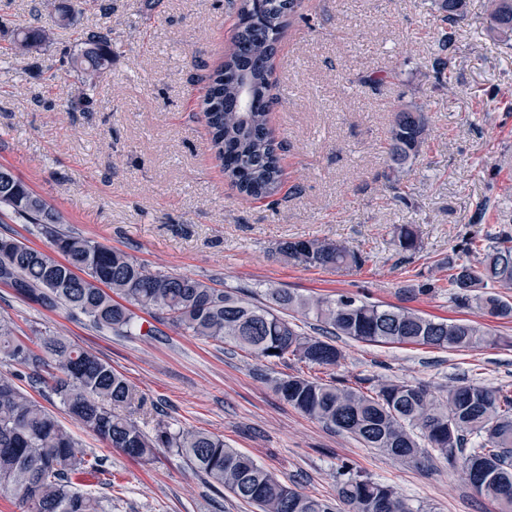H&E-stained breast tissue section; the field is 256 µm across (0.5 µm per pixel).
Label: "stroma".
<instances>
[{
	"label": "stroma",
	"instance_id": "stroma-1",
	"mask_svg": "<svg viewBox=\"0 0 512 512\" xmlns=\"http://www.w3.org/2000/svg\"><path fill=\"white\" fill-rule=\"evenodd\" d=\"M65 25L41 0H0V166L61 213L76 233L123 250L148 269L212 281L249 301L265 289L346 294L404 306L433 319H470L500 344L452 352L336 339V377L406 379L439 388L473 380L512 386V322L462 305L447 288L420 292L437 261L463 239L512 232V40L488 24L487 0H467L457 23L435 0H304L292 14L269 78L271 135L279 143L275 195L239 193L209 148L201 97L232 46L229 0H69ZM51 29L32 55L12 52L19 27ZM112 40V62L95 88L70 67L80 36ZM451 74L437 79V69ZM420 107L425 141L395 171L388 136L396 113ZM413 225L417 253L394 230ZM327 238L360 252L361 268H305L279 242ZM0 316L17 336L49 332L96 353L144 395L133 418L223 436L282 482L336 495V469L392 485L420 512H499L459 464L440 455L403 463L326 428L284 402L271 381L327 377L326 369L272 364L244 350L184 335L153 320V333L117 336L65 309L23 300L0 283ZM0 375L56 413L81 451L106 460L86 491L111 512H255L216 493L174 451L131 460L74 423L28 369L0 359Z\"/></svg>",
	"mask_w": 512,
	"mask_h": 512
}]
</instances>
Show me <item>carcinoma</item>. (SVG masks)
<instances>
[{"label": "carcinoma", "instance_id": "cac0c4a2", "mask_svg": "<svg viewBox=\"0 0 512 512\" xmlns=\"http://www.w3.org/2000/svg\"><path fill=\"white\" fill-rule=\"evenodd\" d=\"M302 0H241L233 49L209 78L202 114L212 149L238 191L253 198L273 195L281 181L277 146L268 129L269 63L284 30L285 18ZM466 0H441L454 22ZM490 25L512 36V0H490ZM50 40L41 26L16 34L15 48L29 54ZM112 57L108 35L89 31L80 38L73 67L93 85ZM251 104H240L241 84ZM426 127L424 113H397L388 154L401 169L419 155ZM0 205L10 208L48 239L50 251L0 235V282L46 308L62 307L81 315L97 330L128 334L137 326V307L165 319L183 332L230 344L268 361L296 360L334 369L342 351L328 336L383 345H420L474 351L499 341L478 323L436 320L411 309L384 306L341 294L304 296L269 288L265 301L249 302L188 275L152 272L119 249L66 229L55 207L4 167H0ZM398 248L415 253L420 244L409 224L396 229ZM277 252L306 268H359L365 259L328 239L286 240ZM448 269V293L491 317L512 321V233L480 242L470 238L459 254L437 264ZM299 313L317 323V335L298 330L287 318ZM0 356L30 370L59 399L66 414L111 448L138 462L169 448L258 512H415L389 485L336 469L337 495L323 499L280 481L224 438L196 429L173 430L158 421L144 432L130 413L144 397L112 366L56 334L38 338L32 349L0 317ZM281 399L303 415L345 432L368 448L415 461L434 450L462 462L467 479L482 495L512 512V390L460 381L436 396L421 382L381 379L369 389L334 376L313 379L288 375L274 380ZM78 442L58 418L32 400L9 378L0 376V495H11L18 512H108L105 500L79 489L102 471L103 461L77 451Z\"/></svg>", "mask_w": 512, "mask_h": 512}]
</instances>
